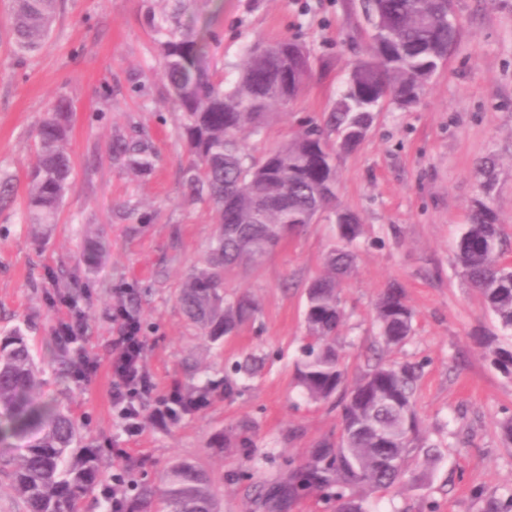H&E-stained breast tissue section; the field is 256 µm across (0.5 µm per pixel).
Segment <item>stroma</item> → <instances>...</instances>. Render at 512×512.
Masks as SVG:
<instances>
[{
	"mask_svg": "<svg viewBox=\"0 0 512 512\" xmlns=\"http://www.w3.org/2000/svg\"><path fill=\"white\" fill-rule=\"evenodd\" d=\"M351 0H199L188 17L217 39L213 62L233 82L243 51L287 36L317 59L296 101L278 112L254 151L321 120L367 46L370 25ZM12 0H0V171L14 176L13 204L0 210V330L21 327L42 368L41 399L59 402L78 421L82 444L104 475L128 452L129 479L163 489L181 460L201 462L214 482L219 512H266L255 499L274 490L286 467L304 464L313 446L335 436V401L313 404L298 387L295 362L305 341V287L337 245L333 219L284 239L256 270L226 284L259 302L238 333L214 341L185 316L181 281L202 266L216 226L209 210L183 199L187 156L180 113L168 102L162 60L147 10L162 0H61L47 40L18 56L10 26ZM458 42L420 102L382 105L360 147L338 157L339 207L356 213L352 273L341 301L347 319L337 338L349 379L366 367L376 341L374 304L391 286L414 310V334L388 359L419 364L417 412L442 454L426 463L424 483L368 496L370 512H512V442L501 431L512 418V379L485 358L474 334L512 345L453 262L469 209L481 198L477 160L494 157L490 202L512 239V0H456ZM71 105L72 185L54 224L28 223L27 173L36 162L35 130L58 98ZM138 142L156 155L145 176L110 159L112 144ZM107 254L94 272L82 256L87 240ZM125 306L147 338L146 370L159 391L210 387L204 407L160 430L126 436L112 407L108 315ZM81 318V334L57 339L60 324ZM66 352L70 367L53 362ZM257 373L228 393L225 378L247 355ZM92 360L97 370L80 378ZM247 431L251 445L228 448L224 437Z\"/></svg>",
	"mask_w": 512,
	"mask_h": 512,
	"instance_id": "1",
	"label": "stroma"
}]
</instances>
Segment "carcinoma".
<instances>
[{"mask_svg": "<svg viewBox=\"0 0 512 512\" xmlns=\"http://www.w3.org/2000/svg\"><path fill=\"white\" fill-rule=\"evenodd\" d=\"M17 52H31L49 37L59 0H14ZM355 7L372 26L366 56L352 67L335 106L320 122H309L290 138L256 155L245 135L260 136L279 107L298 95L314 59L287 38L250 47L230 85L209 57L212 33L181 22L185 0L172 11H147L157 35L169 99L182 113L178 136L187 161L182 169L186 202L205 204L216 233L203 266L182 281L178 301L187 318L213 341L230 336L258 309L247 294H227L226 281L259 266L289 234L332 213L339 245L326 255L323 274L306 288L304 323L308 342L296 363V379L315 404L337 398L341 429L325 439L306 464L291 470L278 493L264 501L270 509L308 493L319 494L336 512H367L365 496L420 480L418 456L439 455L426 443L415 410L419 374L410 363H367L350 385L336 336L344 322L340 291L354 267L349 246L362 232L358 217L335 209L336 159L366 138L374 112L388 101L411 108L454 49L459 28L448 25L445 0H360ZM69 106L59 103L36 133L37 161L27 175L26 209L32 224H54L70 188ZM122 166L148 174L155 155L135 142L113 145ZM504 234L496 211L474 202L459 237L455 262L470 288L512 331V267L502 261ZM414 312L397 286L375 305L378 343L404 345ZM478 343L492 364L512 378V348L491 338ZM40 368L21 328L0 337V473L11 481L26 512H78L81 500L103 479L98 459L78 447L79 424L57 406L37 397ZM161 512H215L212 482L198 463L182 460L167 473Z\"/></svg>", "mask_w": 512, "mask_h": 512, "instance_id": "1", "label": "carcinoma"}]
</instances>
